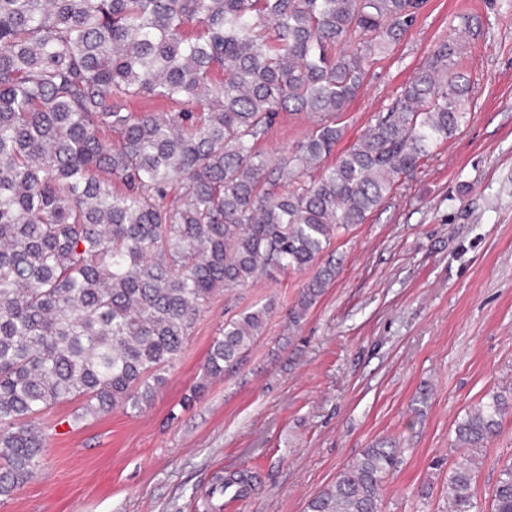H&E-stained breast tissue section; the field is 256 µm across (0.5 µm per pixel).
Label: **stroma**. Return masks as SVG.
<instances>
[{"label":"stroma","mask_w":512,"mask_h":512,"mask_svg":"<svg viewBox=\"0 0 512 512\" xmlns=\"http://www.w3.org/2000/svg\"><path fill=\"white\" fill-rule=\"evenodd\" d=\"M475 88L455 136L321 254L332 266L299 325H289L316 268L213 296L152 405L78 420L75 404L43 417L46 452L0 512H216L217 477L252 483L232 512H309L365 448L396 446L379 512H448L455 428L496 391L512 390V0H426L415 24L368 71L343 112L351 147L424 65L459 13ZM312 127L280 113L260 149L289 154ZM273 302L241 365L191 406L224 322ZM512 461V413L480 456L472 512Z\"/></svg>","instance_id":"stroma-1"}]
</instances>
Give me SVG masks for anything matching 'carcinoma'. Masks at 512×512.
Instances as JSON below:
<instances>
[{"mask_svg":"<svg viewBox=\"0 0 512 512\" xmlns=\"http://www.w3.org/2000/svg\"><path fill=\"white\" fill-rule=\"evenodd\" d=\"M422 2L0 0V498L43 458L45 411L143 410L217 292L314 266L455 135L472 92L460 36L325 164L340 113ZM139 97L180 110L128 111ZM279 112L313 127L272 159L258 143ZM332 276L316 271L290 324ZM272 306L224 322L184 402L240 362ZM511 411L496 392L458 424L452 512H470L477 454ZM396 460L365 449L310 512H378ZM493 512H512V462Z\"/></svg>","mask_w":512,"mask_h":512,"instance_id":"cac0c4a2","label":"carcinoma"}]
</instances>
